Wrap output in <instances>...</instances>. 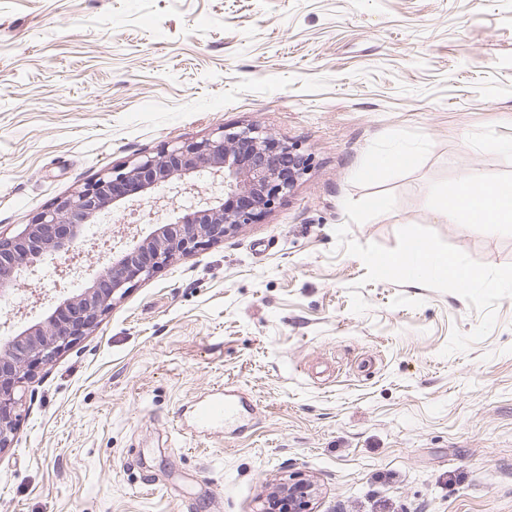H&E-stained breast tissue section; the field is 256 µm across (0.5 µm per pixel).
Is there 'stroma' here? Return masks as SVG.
I'll use <instances>...</instances> for the list:
<instances>
[{"label": "stroma", "mask_w": 512, "mask_h": 512, "mask_svg": "<svg viewBox=\"0 0 512 512\" xmlns=\"http://www.w3.org/2000/svg\"><path fill=\"white\" fill-rule=\"evenodd\" d=\"M247 124L307 174L37 373L0 512H260L297 473L319 512H512V226L435 208L470 171L512 181V0H0L1 234L106 168ZM401 148L410 165L363 176ZM141 198L85 233L86 268ZM411 239L482 281L379 267ZM55 267L0 307V336L51 314ZM222 390L244 425L194 428Z\"/></svg>", "instance_id": "35a3bbf8"}]
</instances>
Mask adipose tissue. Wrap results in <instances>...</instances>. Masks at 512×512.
<instances>
[{
    "mask_svg": "<svg viewBox=\"0 0 512 512\" xmlns=\"http://www.w3.org/2000/svg\"><path fill=\"white\" fill-rule=\"evenodd\" d=\"M437 212L449 222L476 224L495 232L500 226L512 224V184L492 186L480 173H468L453 192L440 197ZM384 265L416 281L443 272L464 286L476 277L475 271L462 267L454 255L432 252L414 240L402 250L385 255Z\"/></svg>",
    "mask_w": 512,
    "mask_h": 512,
    "instance_id": "ef3b65f1",
    "label": "adipose tissue"
}]
</instances>
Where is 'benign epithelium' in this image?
Listing matches in <instances>:
<instances>
[{
	"instance_id": "obj_1",
	"label": "benign epithelium",
	"mask_w": 512,
	"mask_h": 512,
	"mask_svg": "<svg viewBox=\"0 0 512 512\" xmlns=\"http://www.w3.org/2000/svg\"><path fill=\"white\" fill-rule=\"evenodd\" d=\"M307 171L308 157L267 132L253 126L219 127L200 142L171 145L153 157L106 168L82 189L57 198L18 234L0 235V302L6 304L33 262L72 251L87 225L97 223L108 208L122 207L131 189L146 193L150 211L141 220L150 222L155 208L172 194L194 191L205 173L224 188V197L199 199L186 214L155 225L118 255L112 240L104 241L103 269L86 283L75 257L59 270L56 290L78 284L77 292L61 299L45 320L0 339V449L11 445L19 426V389L39 369L97 327L115 302L172 257L220 243L243 225L256 223ZM319 496L314 480L291 478L260 512H318Z\"/></svg>"
}]
</instances>
